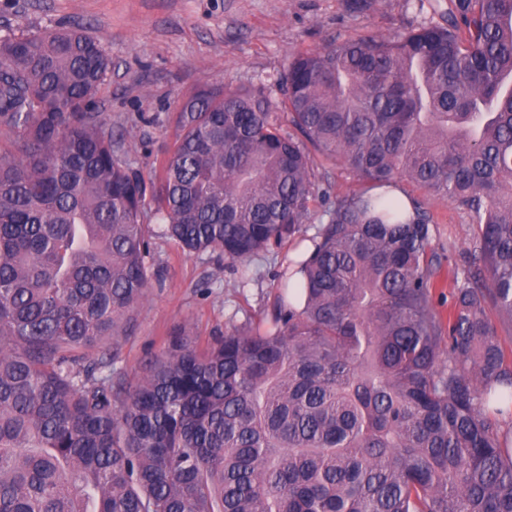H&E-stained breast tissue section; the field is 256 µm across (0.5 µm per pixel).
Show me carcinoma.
Listing matches in <instances>:
<instances>
[{
  "mask_svg": "<svg viewBox=\"0 0 512 512\" xmlns=\"http://www.w3.org/2000/svg\"><path fill=\"white\" fill-rule=\"evenodd\" d=\"M291 55L282 98L208 86L181 105L159 183L96 95L81 29L0 36V512H512V0ZM362 191L326 198L311 151ZM406 178L467 210L471 265L433 306L429 217ZM246 265L289 241L257 324L175 332L112 371L149 288L148 222ZM486 313L494 326L496 338L504 353L505 362L512 368V326L501 321L490 303L486 306Z\"/></svg>",
  "mask_w": 512,
  "mask_h": 512,
  "instance_id": "carcinoma-1",
  "label": "carcinoma"
}]
</instances>
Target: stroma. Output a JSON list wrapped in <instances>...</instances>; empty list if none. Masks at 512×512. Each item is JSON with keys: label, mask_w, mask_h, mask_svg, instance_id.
<instances>
[{"label": "stroma", "mask_w": 512, "mask_h": 512, "mask_svg": "<svg viewBox=\"0 0 512 512\" xmlns=\"http://www.w3.org/2000/svg\"><path fill=\"white\" fill-rule=\"evenodd\" d=\"M430 3L375 0L371 10L353 13L346 0H0V34L67 26L104 39L112 69L97 94L98 109L114 134L138 127L129 157L153 180L173 151L180 105L197 89L246 86L279 97L276 80L292 53L322 48L333 37L406 31L432 19ZM141 112L154 116V124L137 126ZM398 184L430 216L434 304L447 313L449 271L468 264L472 220L464 208L430 198L407 179ZM152 229L151 286L114 360L130 379L176 331L189 332L203 347L212 336L257 320L279 294L278 274L294 251L288 244L259 254L243 280L227 260L185 254L161 224Z\"/></svg>", "instance_id": "35a3bbf8"}]
</instances>
